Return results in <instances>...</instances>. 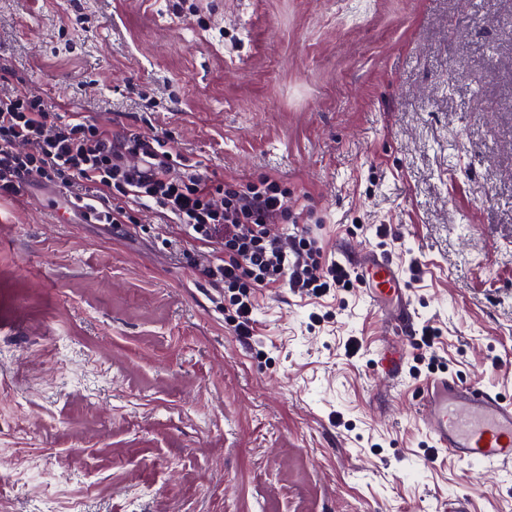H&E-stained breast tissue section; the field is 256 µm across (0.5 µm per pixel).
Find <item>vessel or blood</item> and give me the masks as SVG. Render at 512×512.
Returning a JSON list of instances; mask_svg holds the SVG:
<instances>
[{
	"label": "vessel or blood",
	"mask_w": 512,
	"mask_h": 512,
	"mask_svg": "<svg viewBox=\"0 0 512 512\" xmlns=\"http://www.w3.org/2000/svg\"><path fill=\"white\" fill-rule=\"evenodd\" d=\"M364 295L378 308L394 306L393 326L409 330L412 312L406 306L408 284L389 256L373 251L359 260ZM401 354L388 349L376 353L373 369L379 376L398 379ZM420 412L434 447L458 462L484 471L512 466V401L490 395L455 378L430 381L421 396Z\"/></svg>",
	"instance_id": "vessel-or-blood-1"
}]
</instances>
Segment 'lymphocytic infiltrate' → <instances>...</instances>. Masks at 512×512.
I'll list each match as a JSON object with an SVG mask.
<instances>
[{
    "label": "lymphocytic infiltrate",
    "mask_w": 512,
    "mask_h": 512,
    "mask_svg": "<svg viewBox=\"0 0 512 512\" xmlns=\"http://www.w3.org/2000/svg\"><path fill=\"white\" fill-rule=\"evenodd\" d=\"M61 188L86 223H136V207L154 210L180 232L184 256L200 278L223 288L235 336L258 331L255 298L288 286L300 297H338L357 271L326 257L310 229L299 228L296 201L282 179L264 174L244 183L213 179L200 160L172 151L165 137H145L58 112L25 84L0 92V201L31 184ZM295 232H275L278 224Z\"/></svg>",
    "instance_id": "1"
}]
</instances>
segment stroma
<instances>
[{"instance_id": "stroma-1", "label": "stroma", "mask_w": 512, "mask_h": 512, "mask_svg": "<svg viewBox=\"0 0 512 512\" xmlns=\"http://www.w3.org/2000/svg\"><path fill=\"white\" fill-rule=\"evenodd\" d=\"M20 82L220 181L277 174L326 253L402 267L448 375L512 400V0H0ZM137 218L0 205V471L26 475L0 512H512V472L428 446L430 373L375 375L419 351L360 288L259 291L246 346ZM403 357L389 349H381L375 354L373 370L379 376L396 380L402 372Z\"/></svg>"}]
</instances>
